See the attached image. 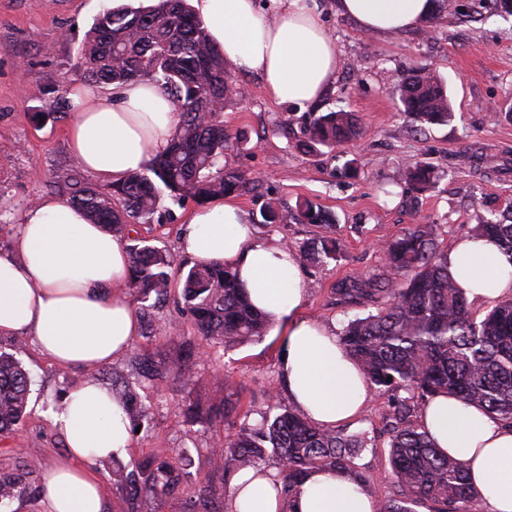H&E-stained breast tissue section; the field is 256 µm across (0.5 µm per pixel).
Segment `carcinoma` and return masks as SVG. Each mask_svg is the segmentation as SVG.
I'll return each instance as SVG.
<instances>
[{
  "label": "carcinoma",
  "mask_w": 512,
  "mask_h": 512,
  "mask_svg": "<svg viewBox=\"0 0 512 512\" xmlns=\"http://www.w3.org/2000/svg\"><path fill=\"white\" fill-rule=\"evenodd\" d=\"M79 55L80 75L87 82L121 86L148 80L159 85L176 103L178 122L167 149L143 173L103 186L90 182L78 168L57 176L51 188L63 200L123 239L128 226L151 221L165 195L176 202L203 204L257 190L256 180L224 164L238 139L220 120L228 97V67L187 0L103 10ZM396 93L403 114L415 123L444 124L452 117L445 87L431 73H410ZM286 125L296 146L311 156L362 132L360 118L342 109L304 112L288 117ZM433 178L428 165H416L402 175L417 191L427 189ZM260 216L264 224H286L290 219L319 227L332 223L331 215L308 199L293 210L270 202ZM437 228L410 224L385 242V262L395 277L342 281L335 288L340 304L375 305V310L349 320L339 340L371 388L387 396L390 408L388 459L399 497L379 502V512H416L418 506L428 512H467L466 504L478 501L467 482L465 463L440 453L422 422L433 396H457L512 424V297L498 300L480 319L473 316L465 289L448 269V252L438 247ZM472 236L493 238L512 255V210L494 219L478 217ZM340 250L335 237L320 236L300 246L296 255L303 264L334 260ZM128 251L129 287L141 304V315L167 300L178 272L183 279L181 311L207 346L228 349L266 333L265 316L251 305L232 268L196 263L186 269L174 254L149 244L136 243ZM139 370L155 384L170 373L147 350ZM30 386L22 365L0 353V435L23 422ZM237 389L226 371L219 404L207 406L188 394L185 422L231 419ZM112 392L124 407L130 432L149 422L151 407L136 387L114 381ZM369 443L368 432L348 434L317 426L271 392L259 419L240 420L225 436L224 455L213 460L211 473L199 481L184 512H217L212 507L215 480L230 497L236 475L257 473L270 463L279 470L272 482L278 512H295L300 487L315 470L335 468L370 490L373 475L355 463ZM186 457V449L171 448L147 459L135 472L119 464L112 468L113 481L127 488L135 512H159L163 498L180 492ZM21 490L20 477L0 476V508H8Z\"/></svg>",
  "instance_id": "cac0c4a2"
}]
</instances>
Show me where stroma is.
Returning <instances> with one entry per match:
<instances>
[{
	"label": "stroma",
	"mask_w": 512,
	"mask_h": 512,
	"mask_svg": "<svg viewBox=\"0 0 512 512\" xmlns=\"http://www.w3.org/2000/svg\"><path fill=\"white\" fill-rule=\"evenodd\" d=\"M113 0H0V251L8 249L23 209L50 195L49 180L75 166L68 149L71 110L69 87L79 82L77 50L97 15ZM326 7V23L336 41L338 68L328 93L313 111L344 109L362 121L357 141L317 157L304 155L281 123L292 105L270 100L257 75L233 72L232 85L248 91V99L229 100L221 114L225 128L239 135L225 156L227 166L257 180L256 192L237 195L258 234L297 246L321 235L310 224H265L260 209L273 200L288 207L308 198L333 217L343 242L336 259L302 266L305 288L302 314L342 328L366 307L340 306L334 288L343 280L383 278L388 274L378 243L403 227L426 221L437 225L438 244L446 250L469 235L478 215L512 206V119L490 118L487 108L512 106V15L500 0H452L414 31L392 38L362 33L350 18ZM444 79L454 112L445 125L415 130L400 114L393 89L412 69ZM352 176H340L345 162ZM418 162L438 173L433 188L418 192L401 183L400 173ZM188 207L163 200L150 222L136 224L131 239L177 252ZM180 285H173L163 305L150 311L165 325L169 340L159 343L138 334L119 359L101 367L103 386L125 381L139 386L152 406L149 425L132 435L120 461L134 467L171 448L191 453L192 477H204L211 462L224 453L227 422L188 425L181 415L187 394L202 400L222 397L219 375L230 370L240 387L238 410L258 418L265 412L266 391L282 377L284 336L268 331L262 339L231 351L216 347L198 354L196 330L181 311ZM193 355L183 370L171 372L159 389L140 387L135 358L142 350L165 355L171 348ZM0 351L12 354L32 379L30 412L20 428L0 437V475H11L24 463V491L10 512H41L38 486L46 467L65 452L53 425L55 404L84 375L39 353L31 336L0 335ZM386 399L372 395L362 414L343 422L346 432H375L372 448L357 459L376 477V499L395 497L397 488L388 465V438L381 435Z\"/></svg>",
	"instance_id": "obj_1"
}]
</instances>
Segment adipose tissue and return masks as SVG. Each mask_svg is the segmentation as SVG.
I'll use <instances>...</instances> for the list:
<instances>
[{
  "label": "adipose tissue",
  "mask_w": 512,
  "mask_h": 512,
  "mask_svg": "<svg viewBox=\"0 0 512 512\" xmlns=\"http://www.w3.org/2000/svg\"><path fill=\"white\" fill-rule=\"evenodd\" d=\"M194 0L213 44L233 71L260 77L275 102L305 105L336 76V43L316 0ZM336 10L365 33L386 36L420 26L434 0H335ZM69 146L86 171L116 180L148 169L168 146L175 102L155 84L132 81L112 93L74 83ZM181 254L238 272L251 302L271 326L284 328L283 382L294 407L314 424L333 427L360 415L371 394L333 327L304 318L300 264L278 239L257 237L243 209L217 199L193 209L179 240ZM448 268L469 301L512 294V256L497 243L462 238ZM129 256L122 242L85 212L53 196L28 206L9 250L0 251V335L24 332L41 353L82 369L85 381L52 415L67 447L42 477L43 512H106L98 480L82 460L125 454L129 423L119 400L95 378L123 355L138 333L124 289ZM423 422L436 446L461 459L485 512H512V427L495 415L442 394ZM233 512H276L271 479L257 476L235 493ZM296 512H378L373 495L342 472L323 469L302 486Z\"/></svg>",
  "instance_id": "obj_1"
}]
</instances>
